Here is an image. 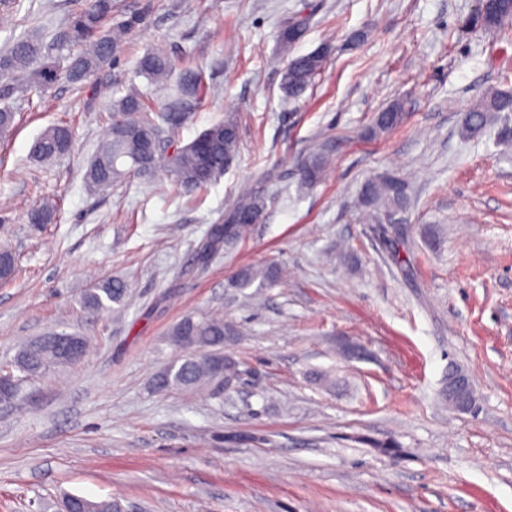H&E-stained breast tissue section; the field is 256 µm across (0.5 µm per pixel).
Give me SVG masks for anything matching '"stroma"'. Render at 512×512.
<instances>
[{
    "mask_svg": "<svg viewBox=\"0 0 512 512\" xmlns=\"http://www.w3.org/2000/svg\"><path fill=\"white\" fill-rule=\"evenodd\" d=\"M0 0V50L42 38L49 60L76 49L65 30L84 0ZM478 0H112L133 28L86 81L0 95L16 114L0 140V232L18 259L0 282V368L50 333L88 337L79 362L26 380L0 404V512H59L64 496L118 500L126 512H512V146L499 123L459 131L493 89H512V26L469 30ZM310 17L293 55L331 53L289 102L268 60L288 17ZM201 72L210 92L178 131L188 143L241 114L237 158L189 194L158 169L103 192L89 159L113 99L175 86L136 72L155 44ZM402 123L368 136L393 103ZM71 127L68 154L39 163L36 137ZM331 164L304 186L314 152ZM411 176V205L382 233L359 205L365 182ZM264 221L199 266L197 254L242 189ZM56 209L37 226V205ZM285 269L272 287L236 288L245 266ZM128 285L122 309H90L94 280ZM203 310L241 334L231 394L156 392L178 350L172 326ZM476 405L449 408V370ZM393 451H385V444Z\"/></svg>",
    "mask_w": 512,
    "mask_h": 512,
    "instance_id": "35a3bbf8",
    "label": "stroma"
}]
</instances>
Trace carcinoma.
<instances>
[{"instance_id": "1", "label": "carcinoma", "mask_w": 512, "mask_h": 512, "mask_svg": "<svg viewBox=\"0 0 512 512\" xmlns=\"http://www.w3.org/2000/svg\"><path fill=\"white\" fill-rule=\"evenodd\" d=\"M112 13V0H85V5L71 21L67 38L80 47L70 57L66 76L79 83L112 59V54L132 27L126 23L109 32L102 24ZM309 24L307 18H295L279 38L281 89L290 100L300 98L324 68L326 56L312 52L292 57L290 51L302 38ZM512 24V7L493 14L476 12L468 16L464 26L479 30H497ZM139 73L151 84L164 87L171 81L175 61L161 47L149 49L138 62ZM55 66L45 55L43 41L36 36L17 38L0 52V78L24 77L29 84L45 85L53 77ZM207 94L200 74L185 70L180 74L178 94L160 106L136 90L113 100L110 125L92 156L85 173L88 188L108 190L123 179L134 176L147 182L157 169L165 166L187 192L206 188L239 153L240 118L230 114L201 132L190 143L176 142L179 127ZM512 112V91H489L471 107L461 125V136H479L496 115ZM403 112L394 103L380 112L371 129L376 136L401 124ZM72 134L65 125L46 128L37 137L33 154L41 161L60 157L70 151ZM328 155L317 152L302 163V182L307 186L318 183L327 167ZM410 204V184L398 171H387L368 180L360 196V205L371 212L375 221L381 216L391 218L406 211ZM267 199L259 193L244 191L230 207L233 228L224 238L231 246L244 238L266 215ZM0 265L9 280L14 272V252L0 245ZM282 276L275 265L252 266L241 270L234 285L247 288L276 284ZM128 286L121 279L100 280L83 298L89 308H110L124 303ZM240 335L239 328L221 315L195 313L183 317L170 330V341L182 351V357L158 376L156 388L193 389L223 387V382L237 381L240 363L224 352L226 343ZM77 344L85 353L88 341L76 334L50 333L21 346L14 368L25 378L43 375L64 367L77 359L70 344ZM224 360V373H219L217 360Z\"/></svg>"}]
</instances>
